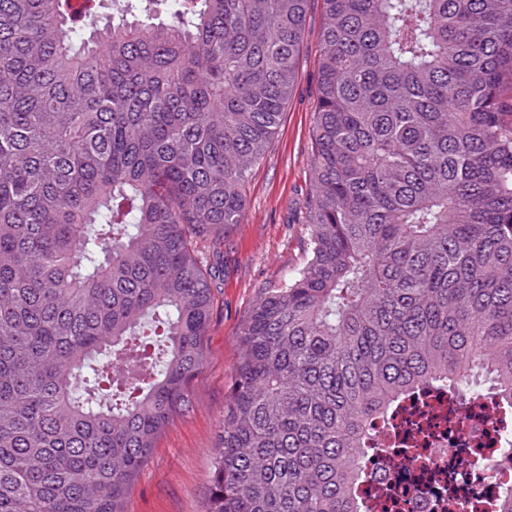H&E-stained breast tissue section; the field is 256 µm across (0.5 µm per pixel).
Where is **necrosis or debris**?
<instances>
[{"mask_svg": "<svg viewBox=\"0 0 512 512\" xmlns=\"http://www.w3.org/2000/svg\"><path fill=\"white\" fill-rule=\"evenodd\" d=\"M370 435L356 495L372 512H495L512 488V415L485 397L424 389Z\"/></svg>", "mask_w": 512, "mask_h": 512, "instance_id": "obj_1", "label": "necrosis or debris"}]
</instances>
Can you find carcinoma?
Instances as JSON below:
<instances>
[{
  "mask_svg": "<svg viewBox=\"0 0 512 512\" xmlns=\"http://www.w3.org/2000/svg\"><path fill=\"white\" fill-rule=\"evenodd\" d=\"M0 0V512H125L311 0ZM310 257L242 324L203 512H364L370 423L512 409V0H321Z\"/></svg>",
  "mask_w": 512,
  "mask_h": 512,
  "instance_id": "carcinoma-1",
  "label": "carcinoma"
}]
</instances>
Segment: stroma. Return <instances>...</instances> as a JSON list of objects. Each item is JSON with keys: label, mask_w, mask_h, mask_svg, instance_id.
Segmentation results:
<instances>
[{"label": "stroma", "mask_w": 512, "mask_h": 512, "mask_svg": "<svg viewBox=\"0 0 512 512\" xmlns=\"http://www.w3.org/2000/svg\"><path fill=\"white\" fill-rule=\"evenodd\" d=\"M321 26L322 6L313 0L293 90L271 147L251 171L242 220L199 244L218 273L203 338L205 364L191 383L189 410L174 416L159 436L127 497L126 512H202L224 403L236 378L240 328L264 289L287 283L307 259Z\"/></svg>", "instance_id": "35a3bbf8"}]
</instances>
